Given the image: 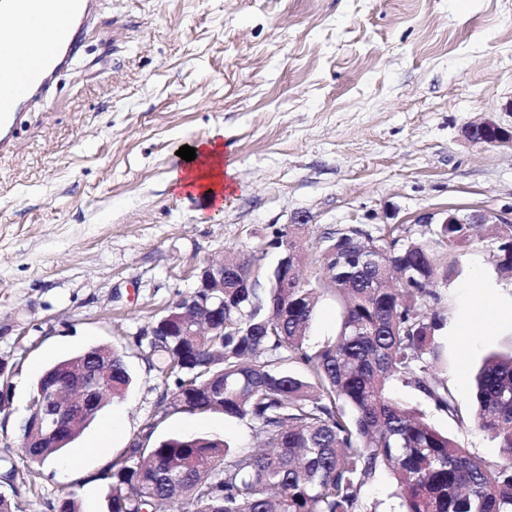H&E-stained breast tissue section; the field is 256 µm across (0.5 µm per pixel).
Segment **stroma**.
Instances as JSON below:
<instances>
[{
    "label": "stroma",
    "mask_w": 512,
    "mask_h": 512,
    "mask_svg": "<svg viewBox=\"0 0 512 512\" xmlns=\"http://www.w3.org/2000/svg\"><path fill=\"white\" fill-rule=\"evenodd\" d=\"M512 0H96L73 55L0 155V493L23 512L75 495L109 512L102 473L147 421L154 439L213 435L255 446L250 425L215 412L161 414L165 386L138 338L196 286L193 270L263 254L305 213V255L324 233L411 224L447 207L512 210V149L469 142L465 125L512 126ZM228 131L241 186L219 210L171 189L180 147ZM438 370L459 414L417 390L395 394L441 432L495 460L473 415L471 376L512 351V321L457 335L477 302L512 305L488 236L450 254ZM93 345L121 350L134 382L66 450L77 468L20 452L33 386ZM108 446L86 454L104 423Z\"/></svg>",
    "instance_id": "35a3bbf8"
}]
</instances>
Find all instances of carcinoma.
Here are the masks:
<instances>
[{"instance_id":"obj_1","label":"carcinoma","mask_w":512,"mask_h":512,"mask_svg":"<svg viewBox=\"0 0 512 512\" xmlns=\"http://www.w3.org/2000/svg\"><path fill=\"white\" fill-rule=\"evenodd\" d=\"M499 264L512 270V224L494 225ZM481 224L441 227L432 248L403 224L374 235L349 226L322 238L316 275L303 288H281L280 266L239 259L249 288L224 289L211 304L221 331L152 336L156 366L171 395L186 393L184 410L220 412L247 421L268 449L236 448L206 436L175 435L148 447V423L126 453L101 475L111 512H376L363 487L390 471L402 512H512V354L485 360L475 377L479 427L499 440L501 459L466 451L425 414L390 393L410 386L453 417L458 405L433 364L442 356L437 281L448 278V255L466 249ZM341 308L336 335L311 347L310 324L320 295ZM91 346L51 364L64 376ZM133 382L117 349L112 381L101 397L121 398ZM83 417L43 460L60 455L98 416Z\"/></svg>"}]
</instances>
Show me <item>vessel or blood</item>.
Instances as JSON below:
<instances>
[{
	"instance_id": "obj_1",
	"label": "vessel or blood",
	"mask_w": 512,
	"mask_h": 512,
	"mask_svg": "<svg viewBox=\"0 0 512 512\" xmlns=\"http://www.w3.org/2000/svg\"><path fill=\"white\" fill-rule=\"evenodd\" d=\"M93 9V0H0V12L18 22L40 17L44 22L43 47L38 54L19 48L0 56V153L10 152L22 119L23 104L42 92L67 58L75 42V23Z\"/></svg>"
}]
</instances>
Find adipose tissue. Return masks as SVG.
Here are the masks:
<instances>
[{
    "mask_svg": "<svg viewBox=\"0 0 512 512\" xmlns=\"http://www.w3.org/2000/svg\"><path fill=\"white\" fill-rule=\"evenodd\" d=\"M194 148L195 159L173 169L168 182L174 191L196 195L214 208L223 207L238 189L234 171L224 161L227 145L217 134L196 142Z\"/></svg>",
    "mask_w": 512,
    "mask_h": 512,
    "instance_id": "obj_1",
    "label": "adipose tissue"
}]
</instances>
